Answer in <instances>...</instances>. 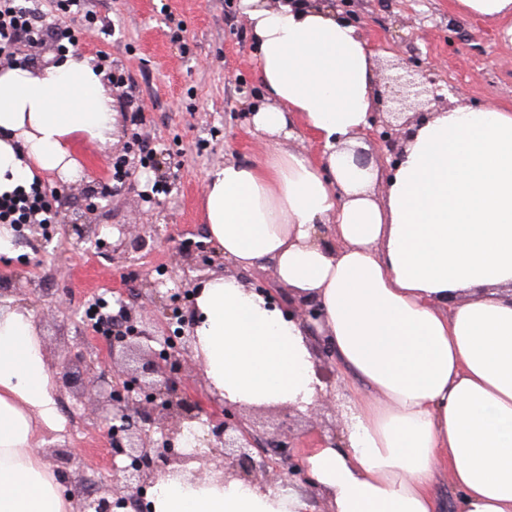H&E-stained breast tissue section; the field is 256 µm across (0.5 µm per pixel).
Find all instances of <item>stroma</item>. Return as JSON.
<instances>
[{
    "label": "stroma",
    "instance_id": "stroma-1",
    "mask_svg": "<svg viewBox=\"0 0 512 512\" xmlns=\"http://www.w3.org/2000/svg\"><path fill=\"white\" fill-rule=\"evenodd\" d=\"M360 32L377 52L378 89H385L395 66H422L435 82L438 99L422 104L431 113L452 98L474 107L512 105V45L485 24L460 16L451 0H347ZM47 21H62L71 34L67 48L92 56L97 65L124 82L112 87L119 131L112 144L81 143V164L69 182L65 207L84 211L93 193L111 190L109 201L90 214L100 247L64 237L60 225L46 224L15 241L16 255L0 254V300L32 313L49 361L61 350L80 352L82 365L102 358L85 335V311L95 296L111 297L114 284L124 293L111 312L148 314L160 296L183 283H201L212 267L174 266L173 243H206L204 175L235 158L262 159L267 142L255 135L252 108L264 100L256 56L240 0H86L91 21L70 19L62 0H40ZM140 133L153 160L134 165L123 182L112 165L137 148ZM164 181L168 193L153 192ZM150 225L147 245L130 243ZM158 289H151V282ZM56 406L65 429L49 435L41 449L74 505L83 494L72 482L74 466L58 451L80 449L82 471L102 491L111 465H125L93 406L76 383H57Z\"/></svg>",
    "mask_w": 512,
    "mask_h": 512
}]
</instances>
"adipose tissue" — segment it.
I'll list each match as a JSON object with an SVG mask.
<instances>
[{
  "label": "adipose tissue",
  "instance_id": "obj_1",
  "mask_svg": "<svg viewBox=\"0 0 512 512\" xmlns=\"http://www.w3.org/2000/svg\"><path fill=\"white\" fill-rule=\"evenodd\" d=\"M512 42V0H455ZM267 103L262 160L207 172L208 238L231 265L197 289L195 351L231 404L307 411L325 386L315 338L336 354L348 414L336 444L305 461L329 512H512V108L463 103L413 126L396 170L354 162L375 110V53L319 0H241ZM104 72L70 50L52 65L0 66V195L46 173L70 180L77 142L112 143ZM302 124L320 158L286 148ZM384 194H376L378 183ZM272 265L306 326L247 287ZM31 312L0 305V512H74L39 449L62 431ZM189 461L151 489V512H311L304 495Z\"/></svg>",
  "mask_w": 512,
  "mask_h": 512
}]
</instances>
